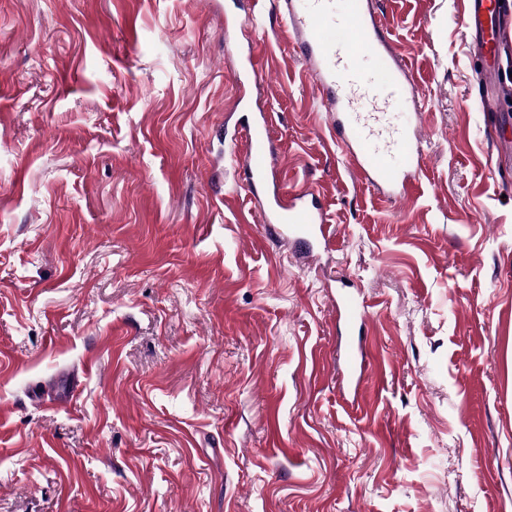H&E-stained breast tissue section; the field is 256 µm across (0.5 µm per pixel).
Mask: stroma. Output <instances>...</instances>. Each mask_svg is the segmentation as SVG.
<instances>
[{
  "label": "stroma",
  "mask_w": 512,
  "mask_h": 512,
  "mask_svg": "<svg viewBox=\"0 0 512 512\" xmlns=\"http://www.w3.org/2000/svg\"><path fill=\"white\" fill-rule=\"evenodd\" d=\"M225 3L0 0V512H512V108L464 0L370 3L419 91L401 202L330 137L281 0L230 31ZM256 103L326 250L271 236L224 152ZM227 70L232 82L239 88L240 92L245 90L246 85L257 84L261 78L256 56L251 51L242 57L239 50L234 48L228 58ZM336 307L343 324L344 335L355 336L343 354L342 381L353 385L356 395L365 372L366 348L361 335L366 311L355 294L347 289L338 293Z\"/></svg>",
  "instance_id": "1"
}]
</instances>
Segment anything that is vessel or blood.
I'll use <instances>...</instances> for the list:
<instances>
[{"label": "vessel or blood", "mask_w": 512, "mask_h": 512, "mask_svg": "<svg viewBox=\"0 0 512 512\" xmlns=\"http://www.w3.org/2000/svg\"><path fill=\"white\" fill-rule=\"evenodd\" d=\"M330 0H288V37L304 57L308 74L329 116L328 131L339 142L359 178L375 187L387 201L411 197L421 171L423 142L420 126L402 124L392 107L395 96L414 100L415 83L389 49L379 21L368 19L365 0H349L346 27L328 23ZM474 49L497 58L512 49V0H467L463 16ZM375 59L386 81H363L355 60ZM228 73L238 88L258 83L261 75L255 55L231 51ZM271 119L262 110L247 117L228 143L232 156L241 158L252 191L262 192L265 205L260 221L276 235L328 246L326 208L316 189L302 185L282 194L275 177ZM336 307L345 335L352 341L343 354L342 378L359 385L365 372L366 348L361 337L366 311L355 294L343 290Z\"/></svg>", "instance_id": "b4317fda"}]
</instances>
